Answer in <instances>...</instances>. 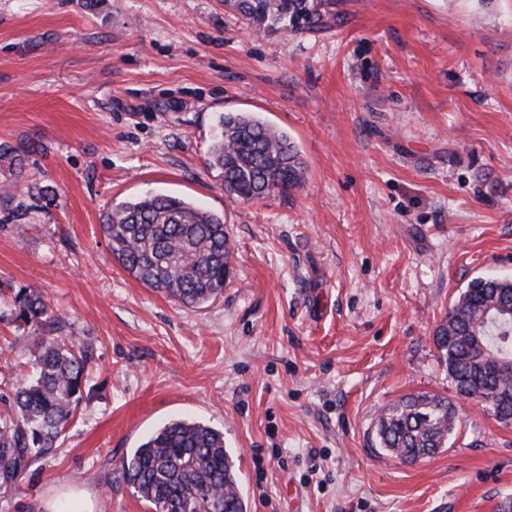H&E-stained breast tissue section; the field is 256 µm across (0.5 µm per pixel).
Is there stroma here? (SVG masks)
Returning a JSON list of instances; mask_svg holds the SVG:
<instances>
[{
  "label": "stroma",
  "instance_id": "1",
  "mask_svg": "<svg viewBox=\"0 0 512 512\" xmlns=\"http://www.w3.org/2000/svg\"><path fill=\"white\" fill-rule=\"evenodd\" d=\"M225 112L284 131L300 187L224 193ZM174 195L223 216L233 270L192 308L112 256L102 219ZM512 278V0H350L319 35H257L224 0H0V414L32 375L19 290L93 358L57 448L0 512L82 489L151 512L115 467L162 424L223 430L250 512H498L512 425L459 398L433 334L470 280ZM447 448L375 446L410 394ZM455 413L448 398L411 395L388 408L377 425V442L401 462L431 457L445 448L455 427Z\"/></svg>",
  "mask_w": 512,
  "mask_h": 512
}]
</instances>
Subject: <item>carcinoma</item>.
Masks as SVG:
<instances>
[{"instance_id":"obj_1","label":"carcinoma","mask_w":512,"mask_h":512,"mask_svg":"<svg viewBox=\"0 0 512 512\" xmlns=\"http://www.w3.org/2000/svg\"><path fill=\"white\" fill-rule=\"evenodd\" d=\"M345 0H224L255 30L317 35L339 26ZM209 165L221 170L225 195L242 202L300 186L304 162L288 136L254 116L226 113L209 147ZM102 228L112 256L147 287L185 306H201L224 291L232 243L224 219L170 195H145L114 206ZM512 280L468 283L436 328L434 342L460 395L512 396ZM22 335L33 345L35 374L16 385L12 412L0 417V489L56 443L81 400L91 358L59 337L45 335L49 305L33 291L15 297ZM455 427L448 398L411 395L388 408L377 442L401 462L431 457ZM127 488L152 512H248L224 431L177 418L149 435L117 468Z\"/></svg>"}]
</instances>
